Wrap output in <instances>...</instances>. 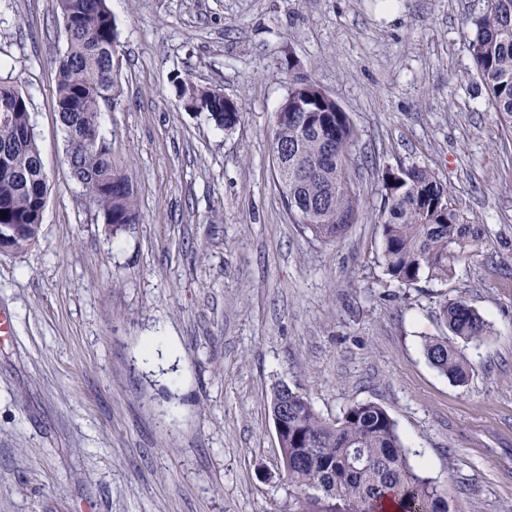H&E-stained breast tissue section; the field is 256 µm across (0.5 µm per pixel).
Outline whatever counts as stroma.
<instances>
[{
    "mask_svg": "<svg viewBox=\"0 0 512 512\" xmlns=\"http://www.w3.org/2000/svg\"><path fill=\"white\" fill-rule=\"evenodd\" d=\"M118 93L100 114L137 221L112 235L64 160L55 0H0V78L30 100L50 193L0 253V512H288L270 394L333 420L381 405L450 512H512V125L476 85L486 0H108ZM348 113L362 212L330 243L292 224L269 140L289 79ZM220 90L229 130L175 78ZM418 165L486 235L448 281L387 275L381 175ZM458 296L493 322L457 385L427 361ZM167 336L175 360L148 361Z\"/></svg>",
    "mask_w": 512,
    "mask_h": 512,
    "instance_id": "35a3bbf8",
    "label": "stroma"
}]
</instances>
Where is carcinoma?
<instances>
[{
  "mask_svg": "<svg viewBox=\"0 0 512 512\" xmlns=\"http://www.w3.org/2000/svg\"><path fill=\"white\" fill-rule=\"evenodd\" d=\"M68 27L66 49L56 58L55 108L65 132V161L86 201L102 214L115 235L136 223L137 198L128 173L112 164V141L99 129L101 106L112 103L118 87L113 57L118 31L108 0H55ZM468 42L475 75L491 108L512 119V0H488L470 18ZM274 113L269 131L288 212L302 231L333 242L358 218L360 191L349 173L356 136L347 113L325 102L309 77ZM190 92L191 109L205 112L226 130L243 116L207 87L179 80ZM12 115L0 124V233L9 250L22 251L38 239L48 194L47 175L31 131L29 102L14 85L0 80V102ZM378 222L382 261L402 285L422 278L446 281L458 263L475 256L485 229L451 202L448 190L425 167L386 170L381 175ZM439 319L448 335L425 340L424 354L440 373L465 383L469 364L461 345L479 344L493 324L462 298L444 300ZM282 416L281 460L291 512H383L392 502L399 512H448L438 485L409 460L396 421L380 405L360 402L329 421L301 392L277 385L270 397L272 418Z\"/></svg>",
  "mask_w": 512,
  "mask_h": 512,
  "instance_id": "obj_1",
  "label": "carcinoma"
}]
</instances>
